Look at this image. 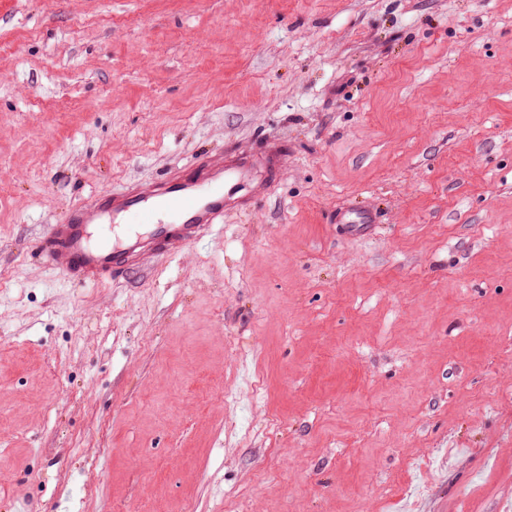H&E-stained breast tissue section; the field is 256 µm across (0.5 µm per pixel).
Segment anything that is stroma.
<instances>
[{
	"label": "stroma",
	"mask_w": 512,
	"mask_h": 512,
	"mask_svg": "<svg viewBox=\"0 0 512 512\" xmlns=\"http://www.w3.org/2000/svg\"><path fill=\"white\" fill-rule=\"evenodd\" d=\"M273 146L271 193L182 253L101 288L35 256L71 201ZM21 500L512 512V0H0ZM378 219L371 210H346L336 212L335 223L344 226L354 235L365 236L372 232Z\"/></svg>",
	"instance_id": "35a3bbf8"
}]
</instances>
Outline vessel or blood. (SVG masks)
Masks as SVG:
<instances>
[{
  "label": "vessel or blood",
  "instance_id": "vessel-or-blood-1",
  "mask_svg": "<svg viewBox=\"0 0 512 512\" xmlns=\"http://www.w3.org/2000/svg\"><path fill=\"white\" fill-rule=\"evenodd\" d=\"M281 166L276 154L231 152L198 159L175 175L70 204L61 223L45 225L37 250L46 264L82 287H102L149 256L183 251L262 198ZM354 235L372 232L370 210L338 212Z\"/></svg>",
  "mask_w": 512,
  "mask_h": 512
}]
</instances>
